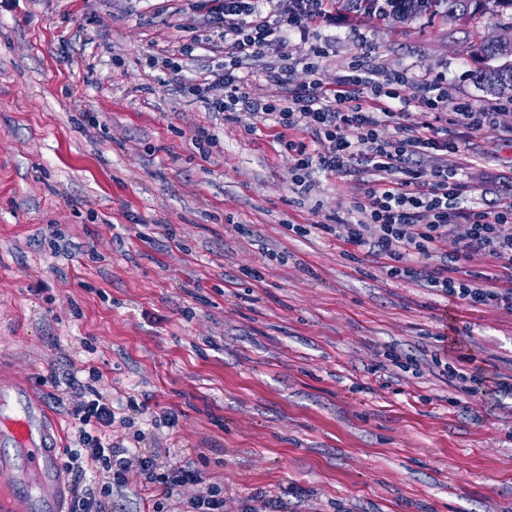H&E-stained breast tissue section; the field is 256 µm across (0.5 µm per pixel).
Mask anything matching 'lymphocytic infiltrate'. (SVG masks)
<instances>
[{"instance_id": "lymphocytic-infiltrate-1", "label": "lymphocytic infiltrate", "mask_w": 512, "mask_h": 512, "mask_svg": "<svg viewBox=\"0 0 512 512\" xmlns=\"http://www.w3.org/2000/svg\"><path fill=\"white\" fill-rule=\"evenodd\" d=\"M204 2L209 16L224 25V66L184 85V92L223 113L225 120L246 117L256 125L270 121L285 131L307 133L309 142L287 143L296 172L294 193L314 192L321 173H368L362 196L337 220L336 236L388 260L391 279L422 282L442 296L511 313L512 191L485 209L463 205V187L448 165L449 153L459 150L458 142L448 139L449 129H456L460 140L470 138L496 127L498 112L463 103L446 113L443 80L383 73L361 58L352 64L353 75L324 84L317 72L326 47L311 46L297 58L288 45L312 26L335 25L331 0H288L287 6L268 8L261 0ZM268 56L273 59L269 65L264 62ZM253 62L259 65L258 76L287 86L283 98L263 101L244 92L245 67ZM299 68L308 73V82H295ZM415 109L432 114V121L412 122ZM450 241L456 248L449 253L444 246ZM478 253L488 255L499 274L463 277L462 262ZM425 259L436 260V268L425 270ZM69 414L76 425L65 463L72 476L69 512H108L106 498L124 485L133 467L155 493L158 512L177 497L182 512H224L223 484L203 483L196 469L178 462L160 468L148 451L130 453L105 441L116 415L103 395L76 403ZM94 465L112 474L99 488L86 483L87 469ZM189 485L196 486V494L182 498V488Z\"/></svg>"}]
</instances>
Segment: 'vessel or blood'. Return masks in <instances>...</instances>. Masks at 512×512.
<instances>
[{
    "instance_id": "b4317fda",
    "label": "vessel or blood",
    "mask_w": 512,
    "mask_h": 512,
    "mask_svg": "<svg viewBox=\"0 0 512 512\" xmlns=\"http://www.w3.org/2000/svg\"><path fill=\"white\" fill-rule=\"evenodd\" d=\"M62 432L28 385L0 382V470L12 475L0 512H64Z\"/></svg>"
}]
</instances>
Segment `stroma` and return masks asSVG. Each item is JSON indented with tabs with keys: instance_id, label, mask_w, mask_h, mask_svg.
I'll use <instances>...</instances> for the list:
<instances>
[{
	"instance_id": "stroma-1",
	"label": "stroma",
	"mask_w": 512,
	"mask_h": 512,
	"mask_svg": "<svg viewBox=\"0 0 512 512\" xmlns=\"http://www.w3.org/2000/svg\"><path fill=\"white\" fill-rule=\"evenodd\" d=\"M335 8L290 46L327 44L325 83L364 42L384 72L446 76L449 107L498 105L460 45L497 34L495 15ZM207 21L193 0H0V381L27 379L67 439L79 394L51 372L147 404L112 440L223 479L224 512L258 496L265 512H512V314L390 280L325 229L363 176L300 196L277 128L186 97L224 60L194 41ZM185 45L181 71L154 64ZM469 149L457 178L492 202L512 118Z\"/></svg>"
}]
</instances>
